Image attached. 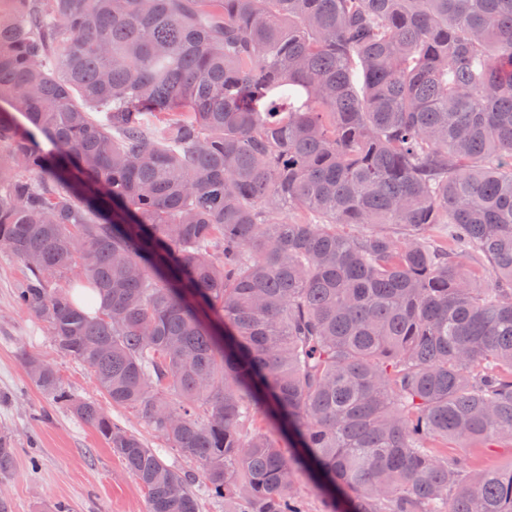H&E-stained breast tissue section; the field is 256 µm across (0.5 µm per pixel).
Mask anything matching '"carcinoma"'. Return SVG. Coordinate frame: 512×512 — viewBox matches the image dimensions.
<instances>
[{"instance_id":"1","label":"carcinoma","mask_w":512,"mask_h":512,"mask_svg":"<svg viewBox=\"0 0 512 512\" xmlns=\"http://www.w3.org/2000/svg\"><path fill=\"white\" fill-rule=\"evenodd\" d=\"M0 247L224 512H512V0H0ZM464 443L454 441L448 443V452L458 451L469 453L480 467L510 469L512 466V445L505 448H466Z\"/></svg>"}]
</instances>
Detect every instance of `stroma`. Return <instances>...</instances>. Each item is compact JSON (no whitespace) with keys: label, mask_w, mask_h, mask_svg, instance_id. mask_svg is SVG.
I'll return each instance as SVG.
<instances>
[{"label":"stroma","mask_w":512,"mask_h":512,"mask_svg":"<svg viewBox=\"0 0 512 512\" xmlns=\"http://www.w3.org/2000/svg\"><path fill=\"white\" fill-rule=\"evenodd\" d=\"M24 275L23 264L0 249V435L10 437L16 452L12 474L0 476V501L11 512H57L63 504L71 512H148L147 492L121 457L92 426L35 386L26 356L51 364L74 399L99 405L167 465L194 473L197 464L168 448L132 409L113 406L83 365L58 351L48 326L15 302Z\"/></svg>","instance_id":"1"}]
</instances>
